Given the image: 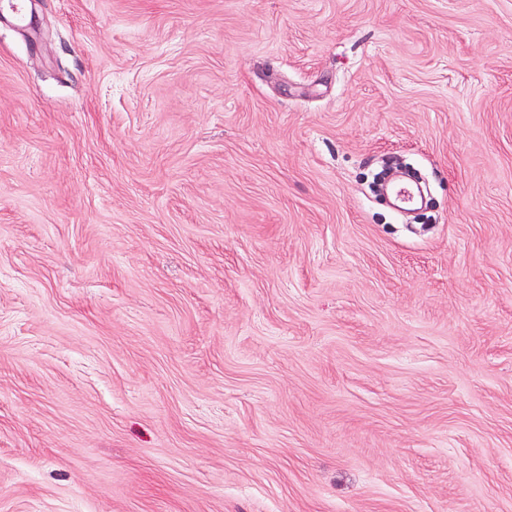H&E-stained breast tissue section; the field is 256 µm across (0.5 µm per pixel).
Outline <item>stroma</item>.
<instances>
[{
	"label": "stroma",
	"mask_w": 512,
	"mask_h": 512,
	"mask_svg": "<svg viewBox=\"0 0 512 512\" xmlns=\"http://www.w3.org/2000/svg\"><path fill=\"white\" fill-rule=\"evenodd\" d=\"M26 14L0 512H512V0ZM397 177L410 180L423 198L420 208L408 215L406 223L412 224L421 212L428 208L430 201L429 182L417 166L404 161L384 159L372 174L370 189L375 195L387 199L389 187Z\"/></svg>",
	"instance_id": "1"
}]
</instances>
